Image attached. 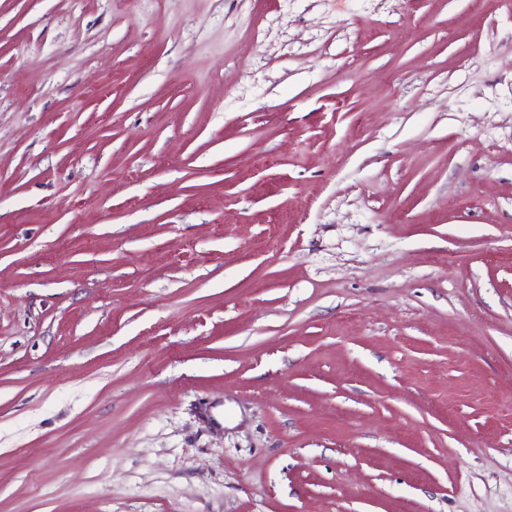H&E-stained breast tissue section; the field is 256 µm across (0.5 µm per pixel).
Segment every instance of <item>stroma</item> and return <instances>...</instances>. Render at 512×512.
Listing matches in <instances>:
<instances>
[{"mask_svg": "<svg viewBox=\"0 0 512 512\" xmlns=\"http://www.w3.org/2000/svg\"><path fill=\"white\" fill-rule=\"evenodd\" d=\"M0 512H512V0H0Z\"/></svg>", "mask_w": 512, "mask_h": 512, "instance_id": "stroma-1", "label": "stroma"}]
</instances>
